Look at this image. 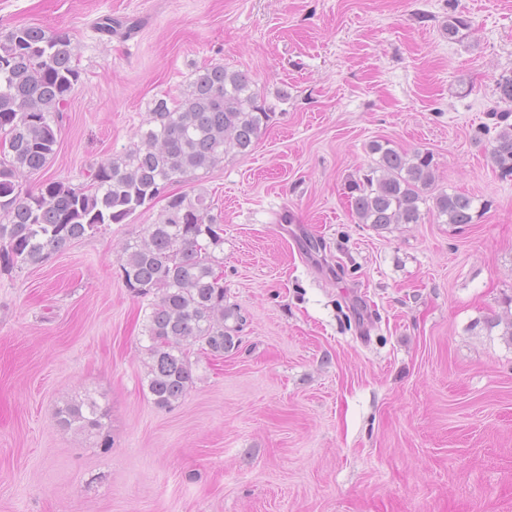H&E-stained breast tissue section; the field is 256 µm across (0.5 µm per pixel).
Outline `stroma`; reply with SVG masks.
Returning <instances> with one entry per match:
<instances>
[{"mask_svg":"<svg viewBox=\"0 0 512 512\" xmlns=\"http://www.w3.org/2000/svg\"><path fill=\"white\" fill-rule=\"evenodd\" d=\"M20 25L68 35L82 72L23 189L88 184L210 63L273 115L250 153L172 187L210 200L243 318L223 358L192 355L175 407L151 400L148 300L118 275L165 200L0 272V512H512V179L481 133L512 0H0V32ZM374 140L433 152L436 188L488 209L359 223L347 185ZM87 394L109 453L57 421Z\"/></svg>","mask_w":512,"mask_h":512,"instance_id":"1","label":"stroma"}]
</instances>
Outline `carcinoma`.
<instances>
[{
  "label": "carcinoma",
  "instance_id": "obj_1",
  "mask_svg": "<svg viewBox=\"0 0 512 512\" xmlns=\"http://www.w3.org/2000/svg\"><path fill=\"white\" fill-rule=\"evenodd\" d=\"M82 73L71 40L37 26L0 34V268L39 265L67 243L123 224L139 208L159 199L167 204L144 235L123 244L119 275L139 296H153L146 315L145 368L148 392L161 409L175 406L192 388L194 351L222 356L234 347L233 316L224 306V281L213 251L222 248L221 228L207 197L168 194L233 152L247 154L267 126L270 112L260 89L243 72L224 64L197 68L180 98L159 97L122 154L99 164L88 187L45 181L24 191L19 179L46 168L58 143V120ZM494 126L484 125L488 153L504 178L512 177V76L496 83ZM376 156L363 177L349 185L359 223L375 229L418 224L425 191L436 181L433 153L398 150L388 142L369 144ZM486 204L445 190L428 211L445 224H472ZM107 409L91 398L58 408L61 426H72L112 448Z\"/></svg>",
  "mask_w": 512,
  "mask_h": 512
}]
</instances>
